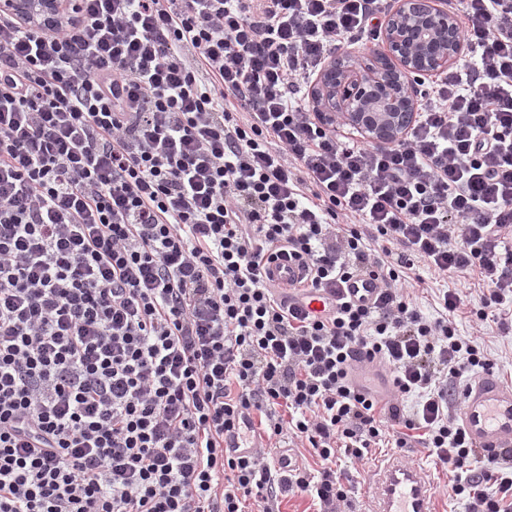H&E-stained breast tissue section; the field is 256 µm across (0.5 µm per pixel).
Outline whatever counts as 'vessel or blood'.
Instances as JSON below:
<instances>
[{
  "label": "vessel or blood",
  "mask_w": 512,
  "mask_h": 512,
  "mask_svg": "<svg viewBox=\"0 0 512 512\" xmlns=\"http://www.w3.org/2000/svg\"><path fill=\"white\" fill-rule=\"evenodd\" d=\"M268 271L272 280L288 285L305 274L297 262L285 258L269 264ZM381 286L378 278L358 274L343 285L342 293L348 300L370 303ZM351 375L358 386L379 397L392 391L384 368L365 356L352 362ZM459 415L475 449L496 455L512 448V386L493 373L471 378L459 402ZM433 487L430 470L406 464L399 453H392L378 462L361 512H434Z\"/></svg>",
  "instance_id": "obj_1"
}]
</instances>
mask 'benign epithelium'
<instances>
[{
  "mask_svg": "<svg viewBox=\"0 0 512 512\" xmlns=\"http://www.w3.org/2000/svg\"><path fill=\"white\" fill-rule=\"evenodd\" d=\"M441 3L391 0L380 50L332 54L309 90L319 119L348 125L379 149L404 140L417 116L415 82L439 76L465 52L457 18ZM74 6L73 0H0L1 13L43 29L74 17Z\"/></svg>",
  "mask_w": 512,
  "mask_h": 512,
  "instance_id": "1",
  "label": "benign epithelium"
}]
</instances>
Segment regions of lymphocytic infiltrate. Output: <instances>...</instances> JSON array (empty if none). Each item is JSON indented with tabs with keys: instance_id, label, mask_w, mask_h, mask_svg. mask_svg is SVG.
Here are the masks:
<instances>
[{
	"instance_id": "lymphocytic-infiltrate-1",
	"label": "lymphocytic infiltrate",
	"mask_w": 512,
	"mask_h": 512,
	"mask_svg": "<svg viewBox=\"0 0 512 512\" xmlns=\"http://www.w3.org/2000/svg\"><path fill=\"white\" fill-rule=\"evenodd\" d=\"M80 2L57 29L0 14V512H342L340 459L414 438L465 512H512V454L456 413L512 317V0H447L467 57L384 149L299 95L389 0ZM282 254L298 296L266 274ZM418 262L481 282L479 335L454 289L417 308ZM358 272L372 304L338 296ZM360 349L392 402L354 385ZM245 413L261 444L235 456ZM282 438L314 466L282 469ZM242 419L247 420L241 423V419L238 421L234 429L224 433V450L234 455H243L250 451L251 448H256L252 444H246L242 441V432L250 429L252 417L244 415Z\"/></svg>"
}]
</instances>
